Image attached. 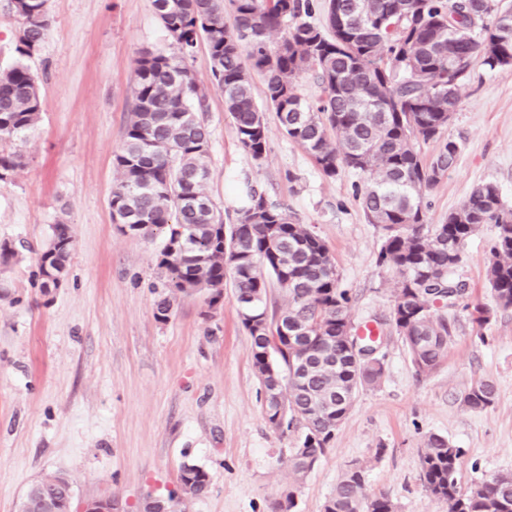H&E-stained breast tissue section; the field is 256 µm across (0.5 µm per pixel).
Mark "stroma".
I'll use <instances>...</instances> for the list:
<instances>
[{
    "label": "stroma",
    "instance_id": "1",
    "mask_svg": "<svg viewBox=\"0 0 512 512\" xmlns=\"http://www.w3.org/2000/svg\"><path fill=\"white\" fill-rule=\"evenodd\" d=\"M47 8L48 36L30 61L44 109L14 145L21 167L0 181V242L27 247L0 265V512H17L29 487L53 474L72 486L71 512L91 498L111 499L115 512H143L149 500L171 496L179 512H279L289 494L292 512H323L356 464L367 495H387L397 512H448L421 480L431 434L461 449L462 489L512 472V309L496 307L486 281L494 225L467 241L456 271L467 291L444 311L454 336L440 364L418 374L386 323L398 278L377 263L382 230L364 214L362 176L325 177L268 112L257 73L268 146L254 160L212 86L208 50L198 47L189 68L209 93L207 194L232 214L251 183L308 225L353 297V323L381 325L385 336L380 385L357 392L325 454L294 479L289 457L304 430L265 419L232 283L212 307L208 291L178 295L169 319L158 320L167 293L157 266L162 241L121 233L112 220V161L124 144L135 60L145 48L173 50L153 0H48ZM451 139L460 152L424 195L428 223L446 221L483 181L512 205V66L475 67L448 127L419 143L424 164ZM59 221L72 225L76 248L61 287L45 291L37 252ZM477 304L493 310L482 326L470 320ZM483 379L493 382L495 401L470 410L462 398ZM187 463L207 471V496L182 499Z\"/></svg>",
    "mask_w": 512,
    "mask_h": 512
}]
</instances>
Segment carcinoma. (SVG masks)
Segmentation results:
<instances>
[{
	"mask_svg": "<svg viewBox=\"0 0 512 512\" xmlns=\"http://www.w3.org/2000/svg\"><path fill=\"white\" fill-rule=\"evenodd\" d=\"M501 0H490L485 19L473 24L475 0H231L234 21L224 20V0H153L156 14L173 36L172 54L144 51L134 69L133 104L121 151L111 208L134 234L160 237L158 266L167 273L171 294L156 306L170 317L176 295L211 291L208 307L223 295L231 278L236 297L254 301L257 334L250 319L241 324L252 341V362L263 386L283 383L284 407L264 405L269 424L305 429L302 449L289 467L299 479L313 469L345 419L356 392L378 385L384 363L348 352L353 331L351 296L324 241L288 212L250 190V204L237 222L224 223L205 191L209 132L200 114L208 94L186 61L205 42L214 86L224 94L232 132L254 160L267 151V127L255 106L249 69L264 77L268 106L289 139L301 146L328 178L348 169L365 176L362 207L383 230L378 261L393 269L399 288L389 322L408 349L416 372L437 367L448 350L454 324L437 312L436 301L466 292L455 277L467 240L483 224L496 235L490 244L486 279L497 307L512 308V206L492 181L476 186L441 224H428L424 192L456 162L459 144L448 140L427 166L416 141H429L457 111L461 86L477 65L502 67L496 49L512 58V32L495 42ZM47 0H8L21 19L16 40L19 60L0 71V142L25 141L43 112L35 75L24 59L45 40ZM319 12L318 23L308 21ZM456 15L448 22V14ZM279 34L277 41L271 35ZM311 72L322 88L315 102L301 98L297 81ZM21 154L0 150V175L8 179ZM75 239L71 225L58 222L38 257V267L54 265L65 275ZM275 282L288 296L285 308L268 313V288ZM285 327L293 340L281 334ZM495 387L473 385L463 404L483 411L494 403ZM460 449L443 436L428 437L421 457L427 492L448 503V512H512V474L462 491L456 480ZM41 481L32 490V510L42 500L70 512L72 487ZM180 487L191 498L210 489L208 473L194 464L181 468ZM324 512H394L391 500L365 494L364 471L349 468L325 502Z\"/></svg>",
	"mask_w": 512,
	"mask_h": 512,
	"instance_id": "1",
	"label": "carcinoma"
}]
</instances>
